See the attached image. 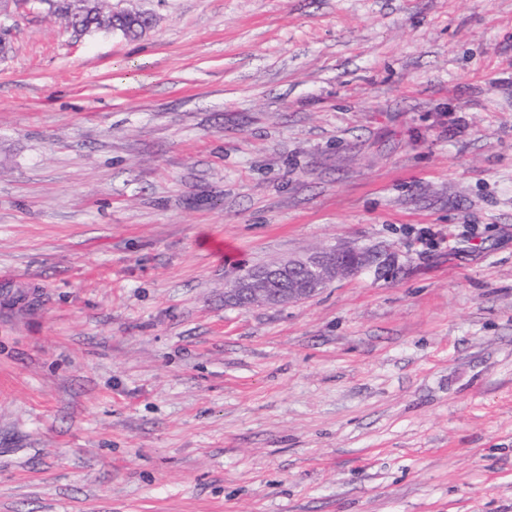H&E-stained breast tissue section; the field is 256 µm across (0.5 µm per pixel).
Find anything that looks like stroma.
<instances>
[{"label":"stroma","instance_id":"obj_1","mask_svg":"<svg viewBox=\"0 0 512 512\" xmlns=\"http://www.w3.org/2000/svg\"><path fill=\"white\" fill-rule=\"evenodd\" d=\"M106 4L0 0V512H512V0ZM348 255L354 257L352 262H348ZM367 267L381 269L377 256L341 248L319 250L301 259L268 266L251 277L253 271H248L244 278L235 279L225 288L224 298L243 309L283 306L308 299L334 279L353 276ZM275 279H288V288H274ZM289 280L293 283L289 284Z\"/></svg>","mask_w":512,"mask_h":512}]
</instances>
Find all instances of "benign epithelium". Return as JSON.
Wrapping results in <instances>:
<instances>
[{"mask_svg":"<svg viewBox=\"0 0 512 512\" xmlns=\"http://www.w3.org/2000/svg\"><path fill=\"white\" fill-rule=\"evenodd\" d=\"M367 267L380 269L377 256L341 248L319 250L268 266L249 278L235 279L225 289L224 298L243 309L283 306L308 299L331 281Z\"/></svg>","mask_w":512,"mask_h":512,"instance_id":"1","label":"benign epithelium"}]
</instances>
